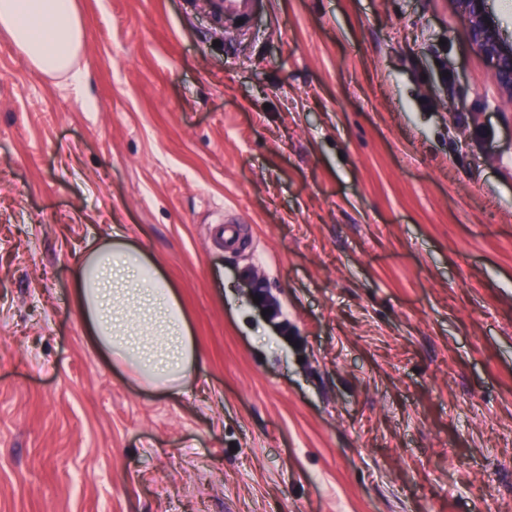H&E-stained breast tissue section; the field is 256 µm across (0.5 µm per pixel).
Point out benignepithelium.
<instances>
[{
    "instance_id": "7a95c632",
    "label": "benign epithelium",
    "mask_w": 512,
    "mask_h": 512,
    "mask_svg": "<svg viewBox=\"0 0 512 512\" xmlns=\"http://www.w3.org/2000/svg\"><path fill=\"white\" fill-rule=\"evenodd\" d=\"M472 51L490 62L500 101L512 104V45L501 41L486 11V0H453Z\"/></svg>"
}]
</instances>
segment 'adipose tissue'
<instances>
[{"instance_id":"1","label":"adipose tissue","mask_w":512,"mask_h":512,"mask_svg":"<svg viewBox=\"0 0 512 512\" xmlns=\"http://www.w3.org/2000/svg\"><path fill=\"white\" fill-rule=\"evenodd\" d=\"M0 30L45 74L74 70L84 43L77 0H0ZM92 342L142 386L182 393L201 352L171 282L121 230L91 250L73 281Z\"/></svg>"}]
</instances>
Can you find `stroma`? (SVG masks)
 <instances>
[{
  "instance_id": "stroma-1",
  "label": "stroma",
  "mask_w": 512,
  "mask_h": 512,
  "mask_svg": "<svg viewBox=\"0 0 512 512\" xmlns=\"http://www.w3.org/2000/svg\"><path fill=\"white\" fill-rule=\"evenodd\" d=\"M80 7L82 83L0 37V512H512V106L452 0ZM117 227L182 394L85 333ZM210 13L218 16L232 15L239 19H252L255 12L254 0H211ZM85 331L112 365L142 386L181 394L201 352L171 282L120 229L91 250L73 281Z\"/></svg>"
}]
</instances>
